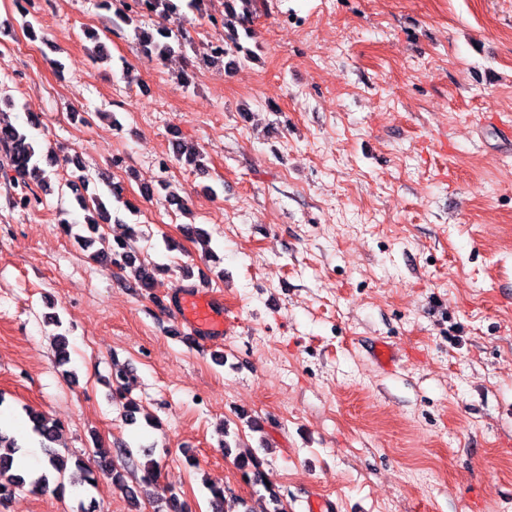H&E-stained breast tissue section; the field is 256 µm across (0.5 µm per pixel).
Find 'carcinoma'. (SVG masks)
<instances>
[{"label": "carcinoma", "instance_id": "cac0c4a2", "mask_svg": "<svg viewBox=\"0 0 512 512\" xmlns=\"http://www.w3.org/2000/svg\"><path fill=\"white\" fill-rule=\"evenodd\" d=\"M208 0H144L147 9L142 10L123 4V8L115 12V18L110 20L112 30L122 29V26L134 25V36L145 54L159 62L166 60L175 53H181L185 47L191 44L183 31L171 28H155L153 30L143 25H136L134 21L142 16V13H155L161 16H175L180 19L188 18V15H202L206 13ZM255 0H224V14L221 16L224 28V56H233V63H244L254 58V52L244 49L241 39L253 37L251 23L253 21V8ZM36 125V117L29 116L27 125H15L4 118L0 112V154L9 162L15 173L14 180L24 188H30V182H38L42 192L52 191L51 184L44 177L43 161H52L53 152L50 148L34 139L27 126ZM176 156L186 164L202 171L205 169L204 156L199 150L184 144L176 148ZM76 199L80 208L90 211L91 215L85 217L88 228L97 231L99 224L112 219L111 211L106 202L100 196H95L92 203L78 194ZM110 262L118 269L129 270L133 278L141 286H150L155 275L161 271L158 266H150L141 262L130 244L126 241L111 249ZM70 363V351L68 337L61 334L57 336L54 349V364L64 367ZM31 432L37 437L40 448L48 461V466L42 469H34L25 466L15 454L20 451L16 440L0 429V500L11 496L15 491L27 486L34 492L46 489L50 482H56V489L63 492L66 485L80 486L84 491L95 486L98 479L97 472L106 473L112 483L125 492L128 500L138 502V495L134 494L125 478V469H119L115 464L105 458L96 462V467L87 465L83 460L76 461V471L67 473L68 458L64 456L55 444L58 441L60 424L40 412L31 408L26 409ZM144 419L149 425L156 424V420L144 412L140 403L131 398L125 401V419L131 424L138 419ZM239 467L243 470L247 480L254 484L264 486L269 493L273 504V512H288L284 507L280 495L264 482L265 475L261 469L262 463L259 457L248 452L239 456Z\"/></svg>", "mask_w": 512, "mask_h": 512}]
</instances>
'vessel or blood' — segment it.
Masks as SVG:
<instances>
[{"label": "vessel or blood", "mask_w": 512, "mask_h": 512, "mask_svg": "<svg viewBox=\"0 0 512 512\" xmlns=\"http://www.w3.org/2000/svg\"><path fill=\"white\" fill-rule=\"evenodd\" d=\"M164 307L177 327L191 339L217 341L224 336V300L202 288H181L173 292ZM303 512H339L337 502L307 491L300 498Z\"/></svg>", "instance_id": "b4317fda"}]
</instances>
